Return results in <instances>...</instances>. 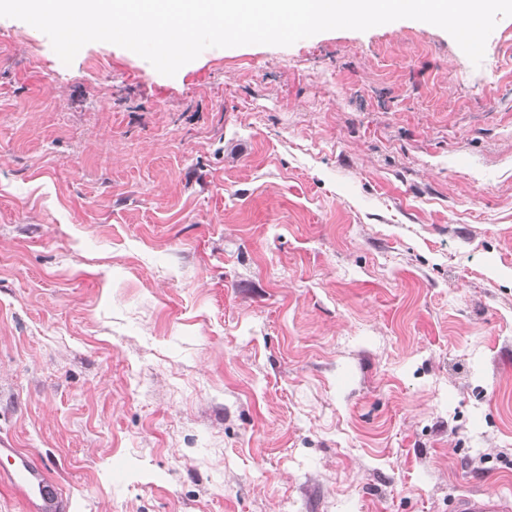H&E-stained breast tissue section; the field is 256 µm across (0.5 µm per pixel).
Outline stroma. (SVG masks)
Masks as SVG:
<instances>
[{
	"label": "stroma",
	"mask_w": 512,
	"mask_h": 512,
	"mask_svg": "<svg viewBox=\"0 0 512 512\" xmlns=\"http://www.w3.org/2000/svg\"><path fill=\"white\" fill-rule=\"evenodd\" d=\"M68 512L512 500V17L175 76L0 17V437Z\"/></svg>",
	"instance_id": "stroma-1"
}]
</instances>
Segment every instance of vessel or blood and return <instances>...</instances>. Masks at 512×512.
I'll return each instance as SVG.
<instances>
[{"instance_id": "vessel-or-blood-1", "label": "vessel or blood", "mask_w": 512, "mask_h": 512, "mask_svg": "<svg viewBox=\"0 0 512 512\" xmlns=\"http://www.w3.org/2000/svg\"><path fill=\"white\" fill-rule=\"evenodd\" d=\"M0 487L15 494L25 512H65L67 499L47 467L0 438ZM503 498L486 494L454 499L450 512H505Z\"/></svg>"}]
</instances>
